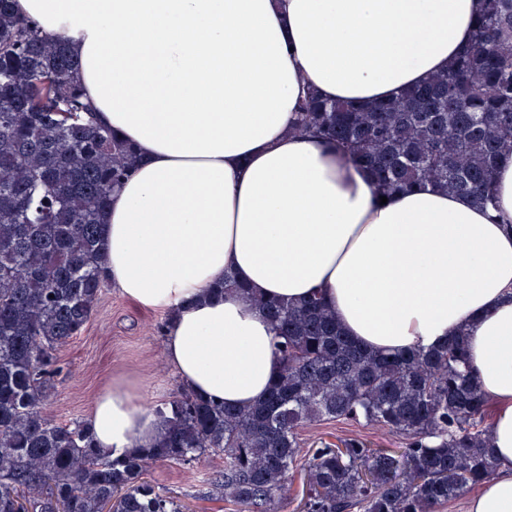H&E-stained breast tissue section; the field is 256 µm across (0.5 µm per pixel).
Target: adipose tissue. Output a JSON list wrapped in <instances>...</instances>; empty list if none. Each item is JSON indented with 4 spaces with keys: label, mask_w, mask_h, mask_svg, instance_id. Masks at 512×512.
Listing matches in <instances>:
<instances>
[{
    "label": "adipose tissue",
    "mask_w": 512,
    "mask_h": 512,
    "mask_svg": "<svg viewBox=\"0 0 512 512\" xmlns=\"http://www.w3.org/2000/svg\"><path fill=\"white\" fill-rule=\"evenodd\" d=\"M65 42L100 119L141 162L102 218L109 278L173 312L163 339L182 386L246 407L281 368L249 296L206 290L225 271L268 298L321 292L345 336L407 353L465 330L489 401L497 470L467 512H512V161L498 208L413 189L381 199L332 146L292 137L304 86L392 98L469 43L481 0H15ZM98 450L153 446L167 423L120 380L94 401Z\"/></svg>",
    "instance_id": "ef3b65f1"
}]
</instances>
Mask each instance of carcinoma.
I'll return each mask as SVG.
<instances>
[{
    "label": "carcinoma",
    "mask_w": 512,
    "mask_h": 512,
    "mask_svg": "<svg viewBox=\"0 0 512 512\" xmlns=\"http://www.w3.org/2000/svg\"><path fill=\"white\" fill-rule=\"evenodd\" d=\"M76 61L37 23L0 0V512H183L147 477L157 462L224 459L207 497L270 512H437L496 471L487 401L465 368V332L407 355L377 354L345 336L313 296L253 293L275 331L282 369L267 396L240 408L194 393L169 405L151 448L97 452L86 421L56 424L41 407L62 348L82 334L108 284L100 217L135 167L133 147L98 123L73 80ZM294 134L334 145L382 195L432 188L493 202L512 158V0H482L470 44L420 86L382 102L303 96ZM245 286L229 272L216 298ZM364 421L403 440L356 438L303 452L311 421Z\"/></svg>",
    "instance_id": "carcinoma-1"
}]
</instances>
